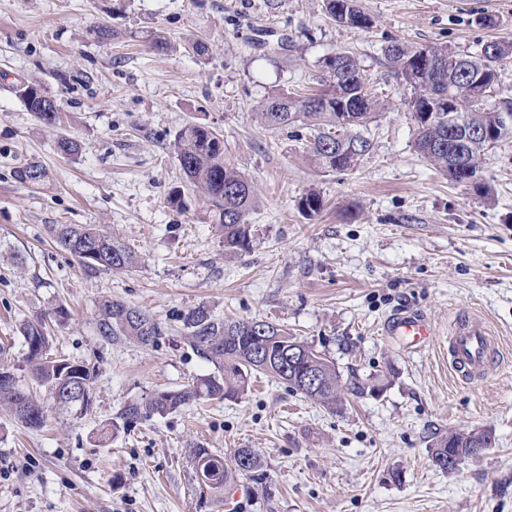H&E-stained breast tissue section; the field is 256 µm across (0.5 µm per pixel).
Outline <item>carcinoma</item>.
Segmentation results:
<instances>
[{"mask_svg": "<svg viewBox=\"0 0 512 512\" xmlns=\"http://www.w3.org/2000/svg\"><path fill=\"white\" fill-rule=\"evenodd\" d=\"M325 9L340 25L365 29L372 24L356 0H325ZM493 46V55L485 54L482 47L458 54L442 45L409 48L392 44L384 50L396 76L410 89L403 105L415 124L417 151L450 180L477 188L482 187L479 173L486 153L512 137V103H490L500 81V67L512 60V43L495 42ZM321 68L323 89L307 96L277 92L261 105L258 117L271 129L297 126L308 130L306 154L312 165L327 171L347 170L370 151V139L355 128L378 117L380 100L351 52L343 50L326 57ZM11 89L41 123L54 126L59 122V109L51 108L57 99L43 85L21 78L11 84ZM171 148L190 186L214 207L218 227L224 233V250H249L251 225L245 217L256 204V189L238 170L224 164L223 137L209 125L194 122L176 132ZM14 178L24 187H39L48 181L49 171L37 161H28L16 168ZM298 206L309 217L319 214L323 207L320 192L311 189L304 193ZM49 232L56 244L88 271L131 272L140 264L134 250L95 224H51ZM182 321L198 356L222 368V376L197 378L181 389L162 391L144 403L129 404L119 421L112 423V430L150 414L176 412L193 402L233 399L247 391L254 371L332 411L343 408L344 393L357 396L365 392L367 383L355 375L341 381L327 356L277 324L256 319L224 320L203 306L188 310ZM97 325L105 337L132 339L143 346H153L163 336L158 322L120 301L101 305ZM19 333L39 385L54 395L74 384L84 389L81 399L65 400L60 407L76 415L86 414L93 404L96 368L84 362L44 357L48 336L40 321L22 322ZM290 353L297 355V360L288 366ZM315 366L321 373L315 391L292 381V376ZM2 375L5 379H0V406L31 427L42 426L43 408L29 391L18 386L14 373L4 363L0 364ZM466 448L463 432H452L432 444L431 462L446 472L448 456L462 454ZM189 454L195 474L203 476L207 492L219 501L238 476L254 472L260 465L250 448L234 450L227 463L199 445L190 448Z\"/></svg>", "mask_w": 512, "mask_h": 512, "instance_id": "carcinoma-1", "label": "carcinoma"}]
</instances>
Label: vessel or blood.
I'll return each mask as SVG.
<instances>
[{"label": "vessel or blood", "mask_w": 512, "mask_h": 512, "mask_svg": "<svg viewBox=\"0 0 512 512\" xmlns=\"http://www.w3.org/2000/svg\"><path fill=\"white\" fill-rule=\"evenodd\" d=\"M388 327L393 335L414 346L427 343L433 334L430 322L410 310L397 313ZM495 353V342L485 322L465 317L455 323L448 338V364L455 375L463 379L483 376Z\"/></svg>", "instance_id": "b4317fda"}]
</instances>
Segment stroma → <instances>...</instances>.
Listing matches in <instances>:
<instances>
[{
  "label": "stroma",
  "mask_w": 512,
  "mask_h": 512,
  "mask_svg": "<svg viewBox=\"0 0 512 512\" xmlns=\"http://www.w3.org/2000/svg\"><path fill=\"white\" fill-rule=\"evenodd\" d=\"M358 5L371 28L336 24L324 0H0V350L44 409L34 429L0 410V512H225L200 492L195 444L259 455L260 470L237 480L247 490L237 512H512V138L487 153L481 188L452 182L416 152L408 89L384 59L393 43L458 53L512 43V0ZM101 23L111 38L90 39ZM155 33L167 50L150 46ZM197 41L206 55L192 52ZM341 50L384 107L360 164L324 171L306 161L302 129H267L256 112L274 92L317 87L323 59ZM23 77L55 95L60 127L10 91ZM189 122L223 135L225 164L258 189L248 251L225 252L199 192L187 210L168 203L185 184L170 143ZM62 133L78 155L58 152ZM30 159L48 169L46 185L15 181ZM312 188L324 208L310 218L297 202ZM53 224L99 225L141 263L88 273L53 241ZM106 299L142 308L166 336L149 347L101 336ZM197 306L279 324L342 378L384 389L333 412L259 374L238 399L113 429L127 404L218 374L179 319ZM402 308L430 321L428 346L387 334ZM464 316L497 340L484 377L466 382L448 366ZM40 318L47 357L96 368L86 415L58 408L30 373L17 327ZM474 429L494 437L482 456L451 472L432 465L436 437Z\"/></svg>",
  "instance_id": "stroma-1"
}]
</instances>
